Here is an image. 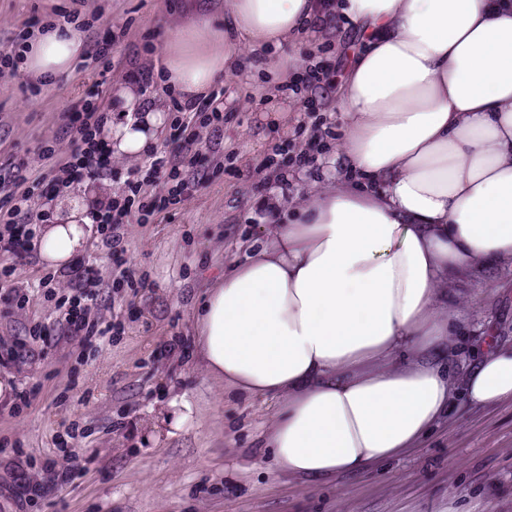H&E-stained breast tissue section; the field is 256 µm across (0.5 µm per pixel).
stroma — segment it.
I'll return each mask as SVG.
<instances>
[{
  "mask_svg": "<svg viewBox=\"0 0 512 512\" xmlns=\"http://www.w3.org/2000/svg\"><path fill=\"white\" fill-rule=\"evenodd\" d=\"M188 0H0V50L27 23L85 22L88 53L110 42L109 66L70 72L31 94L24 70L0 76V166L48 173L41 145L58 140L67 112L87 89L120 114L117 83L154 61ZM359 44L351 22L308 31L280 48L248 53L224 77V124L199 127L202 184L146 224L124 227L130 283L115 278L106 252L88 241L83 258L103 280L92 318L111 336L87 344L61 337L55 309L66 271L38 253L15 257V280L29 301H0V365L29 403L0 398V512H512V399L483 406L458 396L420 448L377 467L330 480L291 477L263 446L276 402L224 387L197 365L193 322L206 283L265 245L271 205L287 208L336 167L339 92L347 54ZM316 87L290 93L309 66ZM313 161L295 163L302 152ZM52 277L43 286V277ZM461 315L448 362L463 377L487 339L512 345V264L460 281ZM41 325V337L30 333ZM78 471L74 482L20 505L15 479L38 480L49 462Z\"/></svg>",
  "mask_w": 512,
  "mask_h": 512,
  "instance_id": "35a3bbf8",
  "label": "stroma"
}]
</instances>
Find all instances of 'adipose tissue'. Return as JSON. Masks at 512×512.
Wrapping results in <instances>:
<instances>
[{
    "instance_id": "obj_1",
    "label": "adipose tissue",
    "mask_w": 512,
    "mask_h": 512,
    "mask_svg": "<svg viewBox=\"0 0 512 512\" xmlns=\"http://www.w3.org/2000/svg\"><path fill=\"white\" fill-rule=\"evenodd\" d=\"M224 13L165 45V80L184 100L208 95L242 46L353 22L339 154L359 179L315 186L209 286L195 323L206 372L277 399L266 446L312 479L416 447L457 391L486 406L512 398V348H491L459 388L444 361L459 320L451 284L512 261V0H224ZM83 55L66 27L34 36L23 66L57 76ZM117 96L127 115L105 139L136 158L165 109L133 84ZM95 231L74 209L41 227L40 253L73 265Z\"/></svg>"
}]
</instances>
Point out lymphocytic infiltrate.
<instances>
[{
  "mask_svg": "<svg viewBox=\"0 0 512 512\" xmlns=\"http://www.w3.org/2000/svg\"><path fill=\"white\" fill-rule=\"evenodd\" d=\"M224 98L222 86H214L204 98L175 103L176 115L170 127L173 140L188 142L196 126H220L224 114L220 104ZM109 115L103 112L93 94L76 100L66 117L65 132L76 147L68 156H60L54 146L42 148L44 159L50 160L54 173L43 177L44 197H52L61 183H78L110 173L112 153L102 137ZM197 157H189L178 164L164 154H152L148 167L134 168L132 177L126 180L124 190L118 198L103 208L90 213L89 218L97 226L99 242L108 252L114 270L125 265L126 249L123 245L122 228L130 221L146 222L165 212L174 198L191 195L195 189V178L182 177L181 167L197 168ZM165 176L172 186L168 195L150 193L153 179ZM12 192L0 201V299L15 300L22 293L13 282L14 269L7 264L10 256L21 255L34 249L38 233L36 222L30 221L31 194L25 187L27 181L25 167H18L9 177ZM71 283L76 290L69 297L65 313L64 336L78 338L85 342L108 336L111 324L90 321L88 315L98 304L101 275L94 263L82 259L76 262L71 272Z\"/></svg>",
  "mask_w": 512,
  "mask_h": 512,
  "instance_id": "obj_1",
  "label": "lymphocytic infiltrate"
}]
</instances>
